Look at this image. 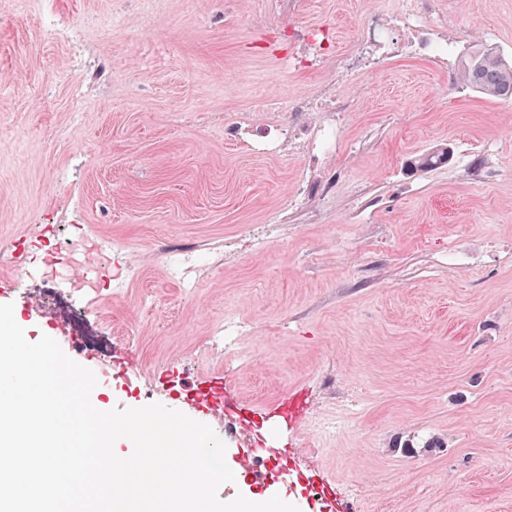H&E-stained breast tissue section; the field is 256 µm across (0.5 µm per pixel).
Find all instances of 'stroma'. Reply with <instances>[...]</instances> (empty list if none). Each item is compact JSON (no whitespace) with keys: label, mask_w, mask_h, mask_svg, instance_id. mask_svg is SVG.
Wrapping results in <instances>:
<instances>
[{"label":"stroma","mask_w":512,"mask_h":512,"mask_svg":"<svg viewBox=\"0 0 512 512\" xmlns=\"http://www.w3.org/2000/svg\"><path fill=\"white\" fill-rule=\"evenodd\" d=\"M388 0H0V271L29 341L50 332L111 390L211 426L228 465L264 430L241 417L306 390L265 492L299 512H512V100L460 80L480 46L512 58V0H437L415 52L337 78L289 68L288 29L329 27L352 53ZM71 29L60 41L47 23ZM342 84L346 112H291ZM335 138L321 150V130ZM449 147L447 164L409 163ZM99 260L97 310L48 290L42 228ZM205 255L192 290L175 254ZM137 280L111 293L129 266ZM242 327L208 358L216 322ZM223 377L236 407L186 395ZM329 487L308 499L307 483Z\"/></svg>","instance_id":"obj_1"}]
</instances>
